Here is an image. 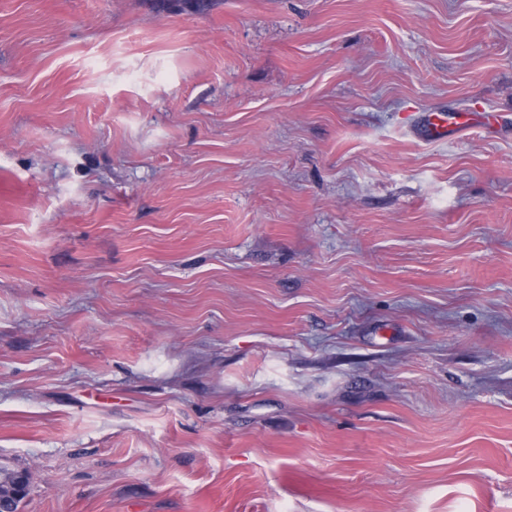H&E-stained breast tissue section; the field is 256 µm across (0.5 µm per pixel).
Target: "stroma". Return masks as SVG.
<instances>
[{
  "mask_svg": "<svg viewBox=\"0 0 512 512\" xmlns=\"http://www.w3.org/2000/svg\"><path fill=\"white\" fill-rule=\"evenodd\" d=\"M1 466L512 512V0H0ZM461 113V114H458ZM464 112H430L424 117V133L429 141L446 140L462 127L477 126Z\"/></svg>",
  "mask_w": 512,
  "mask_h": 512,
  "instance_id": "stroma-1",
  "label": "stroma"
}]
</instances>
